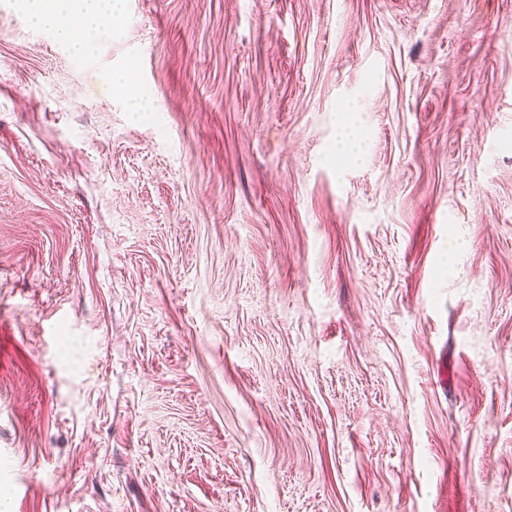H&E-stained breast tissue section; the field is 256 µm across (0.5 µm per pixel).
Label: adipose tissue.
I'll use <instances>...</instances> for the list:
<instances>
[{
	"instance_id": "obj_1",
	"label": "adipose tissue",
	"mask_w": 512,
	"mask_h": 512,
	"mask_svg": "<svg viewBox=\"0 0 512 512\" xmlns=\"http://www.w3.org/2000/svg\"><path fill=\"white\" fill-rule=\"evenodd\" d=\"M61 0H36L33 16L36 21L55 30L64 41L88 44L101 24L114 17L117 7L114 0H82L74 12H63Z\"/></svg>"
}]
</instances>
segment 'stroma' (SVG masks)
Listing matches in <instances>:
<instances>
[{"label": "stroma", "mask_w": 512, "mask_h": 512, "mask_svg": "<svg viewBox=\"0 0 512 512\" xmlns=\"http://www.w3.org/2000/svg\"><path fill=\"white\" fill-rule=\"evenodd\" d=\"M31 4L9 512H512V0H121L85 47Z\"/></svg>", "instance_id": "1"}]
</instances>
